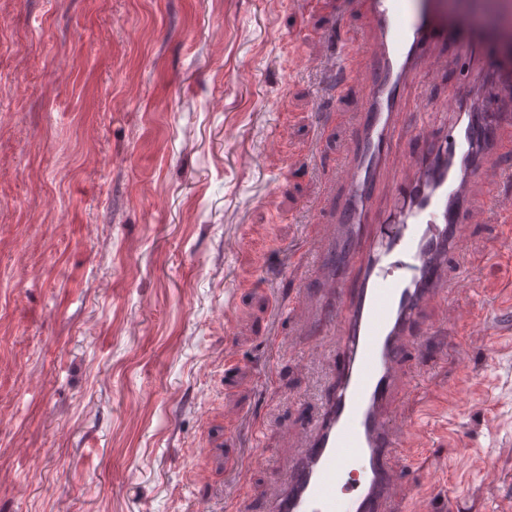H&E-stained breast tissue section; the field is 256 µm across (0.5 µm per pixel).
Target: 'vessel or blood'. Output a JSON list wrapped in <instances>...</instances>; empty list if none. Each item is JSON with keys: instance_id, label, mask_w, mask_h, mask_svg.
<instances>
[{"instance_id": "vessel-or-blood-1", "label": "vessel or blood", "mask_w": 512, "mask_h": 512, "mask_svg": "<svg viewBox=\"0 0 512 512\" xmlns=\"http://www.w3.org/2000/svg\"><path fill=\"white\" fill-rule=\"evenodd\" d=\"M361 3L369 21L364 42L337 39L331 28L328 55L298 60L319 77L326 97L339 96L362 64L373 76L363 87L347 156L329 175L345 195L325 225L315 269L319 327L336 342L314 347L309 358L330 375L318 417L300 426L303 446L270 512H387L400 492L401 449L415 428L412 419L393 413L408 391L404 358L419 337L421 311L441 294L440 283L462 273V225L485 218L471 203L470 188L497 149L498 113L465 111L454 92L429 98L428 110L452 113L454 121L439 130L417 127L420 156L396 146L407 86L422 71L429 84L444 82L447 62L432 49L448 29L469 30L470 12L449 9L446 0ZM386 174L394 176L403 204L393 224L368 237L364 229ZM491 199L511 223L512 179H503ZM483 312L459 297L448 303V323L466 330Z\"/></svg>"}]
</instances>
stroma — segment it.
Returning <instances> with one entry per match:
<instances>
[{
	"instance_id": "35a3bbf8",
	"label": "stroma",
	"mask_w": 512,
	"mask_h": 512,
	"mask_svg": "<svg viewBox=\"0 0 512 512\" xmlns=\"http://www.w3.org/2000/svg\"><path fill=\"white\" fill-rule=\"evenodd\" d=\"M333 12L0 0V512H265L329 374L306 360L310 267L284 251L338 205L323 187L362 107L358 80L316 141L317 79L293 57L327 52ZM271 133L284 152L262 153ZM508 170L512 150L486 162L472 192L486 221L462 227V292L492 303L494 333L461 336L442 301L422 311L406 354L419 388L396 412L428 432L409 440L392 512H448L436 468L460 512H512L511 233L485 195ZM235 232L248 243L225 256ZM292 297L303 312L281 318ZM250 452L262 466L238 468Z\"/></svg>"
}]
</instances>
